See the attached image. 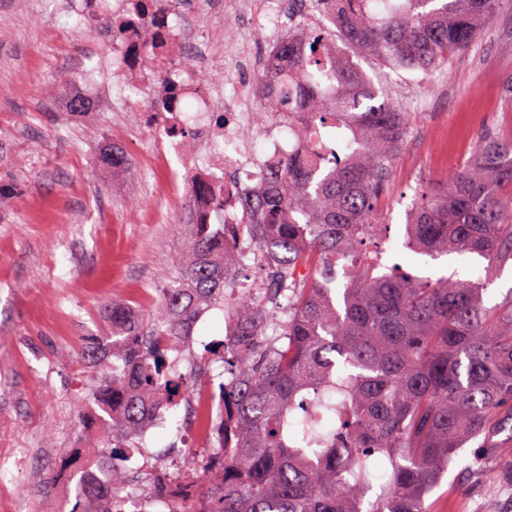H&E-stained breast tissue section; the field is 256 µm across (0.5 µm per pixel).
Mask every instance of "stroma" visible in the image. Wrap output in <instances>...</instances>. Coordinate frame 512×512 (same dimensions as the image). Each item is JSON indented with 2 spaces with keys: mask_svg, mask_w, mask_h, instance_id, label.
<instances>
[{
  "mask_svg": "<svg viewBox=\"0 0 512 512\" xmlns=\"http://www.w3.org/2000/svg\"><path fill=\"white\" fill-rule=\"evenodd\" d=\"M73 0H0V512H71L74 483L64 466L71 449L98 448L108 429L78 427V410L109 361L85 364L75 351L111 332L103 308L147 312L159 289L178 278L172 264L192 236L184 191L169 171L153 169L154 136L112 134L114 91H89L72 70L91 29L72 15ZM350 61L388 98L415 117L395 161L385 213L387 264L433 278L473 280L483 258H432L404 246L408 187L447 180L467 160L477 135L493 126L512 136V6L486 24L476 43L424 74L393 71L349 47ZM92 98L87 108L77 101ZM122 150L126 161L105 157ZM222 309L198 321L180 355L188 371L220 347ZM188 403L165 414L143 437L135 479L173 456L182 474L198 470L206 440L181 455L177 424ZM481 441L461 448L427 495L429 512H512V485L486 483L471 463Z\"/></svg>",
  "mask_w": 512,
  "mask_h": 512,
  "instance_id": "stroma-1",
  "label": "stroma"
}]
</instances>
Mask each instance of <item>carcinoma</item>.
Wrapping results in <instances>:
<instances>
[{
	"label": "carcinoma",
	"mask_w": 512,
	"mask_h": 512,
	"mask_svg": "<svg viewBox=\"0 0 512 512\" xmlns=\"http://www.w3.org/2000/svg\"><path fill=\"white\" fill-rule=\"evenodd\" d=\"M510 1L333 0L346 43L423 73L470 48ZM327 41L306 27L277 43L288 67L313 69L294 132L315 162L272 166L269 187L240 198L287 320L269 322L272 311L243 296L244 334L222 344L235 368L228 383L175 368L169 353L240 271L235 227L201 223L157 307L136 319L112 306V336L77 351L88 364L112 356L89 411L112 425L104 447L114 456L134 450L157 408L190 394L219 400L214 456L183 477L205 488L168 512H426L429 490L479 437L497 455L490 468L472 462L484 480L512 477V448L493 440L512 422V293L489 305L479 282L386 269L367 254L385 230L381 199L411 113L380 99L349 60L326 56ZM409 216L408 245L421 254L477 255L489 269L511 262L512 137L483 129L448 181L414 189ZM73 462L72 512H120L129 470L95 448L76 449Z\"/></svg>",
	"instance_id": "cac0c4a2"
}]
</instances>
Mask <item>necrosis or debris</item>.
Instances as JSON below:
<instances>
[{
    "label": "necrosis or debris",
    "instance_id": "obj_1",
    "mask_svg": "<svg viewBox=\"0 0 512 512\" xmlns=\"http://www.w3.org/2000/svg\"><path fill=\"white\" fill-rule=\"evenodd\" d=\"M99 41L106 57L82 64L81 78L94 85L106 76L123 94L124 122L158 130L162 160L177 159L211 182L224 179L246 191L257 190L271 161L302 154L288 135V114L266 113L258 128L261 152L243 134L252 115L241 103L244 75L265 77L278 61L266 50L253 65L241 49V34L225 37L214 49L201 28L181 10L178 0H94ZM221 68L224 83L215 89L198 80L200 71ZM198 146L188 155L187 142Z\"/></svg>",
    "mask_w": 512,
    "mask_h": 512
}]
</instances>
